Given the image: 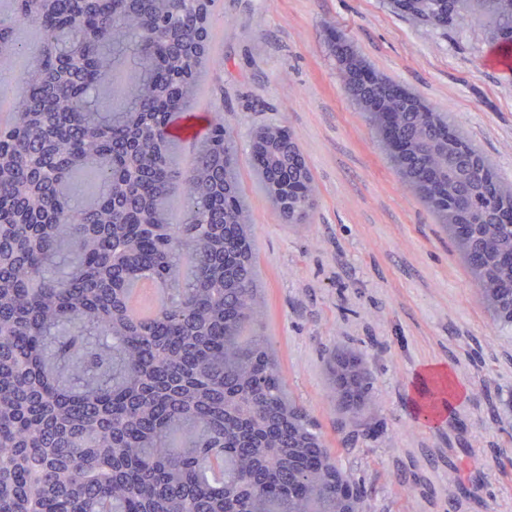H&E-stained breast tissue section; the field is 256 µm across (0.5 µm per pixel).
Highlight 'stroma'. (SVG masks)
<instances>
[{"mask_svg": "<svg viewBox=\"0 0 512 512\" xmlns=\"http://www.w3.org/2000/svg\"><path fill=\"white\" fill-rule=\"evenodd\" d=\"M490 30L474 13L440 32L393 0H216L211 54L188 106L222 111L237 138L265 332L292 396L365 486V512H512V334L390 168L331 47L347 40L371 73L448 113L510 183L512 70L489 62ZM270 122L288 129L313 173L317 207L301 227L281 219L250 173V133ZM334 351L359 356L372 375L361 422L342 419L328 397ZM426 369L464 390L435 423L412 411ZM361 423L373 435L337 446V429Z\"/></svg>", "mask_w": 512, "mask_h": 512, "instance_id": "35a3bbf8", "label": "stroma"}]
</instances>
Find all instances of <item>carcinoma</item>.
I'll return each mask as SVG.
<instances>
[{"label":"carcinoma","instance_id":"obj_1","mask_svg":"<svg viewBox=\"0 0 512 512\" xmlns=\"http://www.w3.org/2000/svg\"><path fill=\"white\" fill-rule=\"evenodd\" d=\"M194 0H16L0 17V74L41 46L0 126V512H363L309 412L287 392L264 331L255 233L235 136L221 111L177 166L175 118L196 98L210 50ZM512 53V0H414L408 15L442 30L470 9ZM333 56L369 124L392 81L365 86L352 46ZM119 67L132 77L112 90ZM406 159L388 163L455 241L493 321L512 330V222L481 224L504 190L448 116L415 95L398 106ZM277 154L250 147L264 192L278 184L305 223L316 199L298 147L261 127ZM456 154L435 145L448 136ZM475 187L456 219L448 177ZM183 219H171L173 186ZM140 279L163 287L145 317L126 304ZM336 405L355 418L372 389L359 359L328 360Z\"/></svg>","mask_w":512,"mask_h":512}]
</instances>
